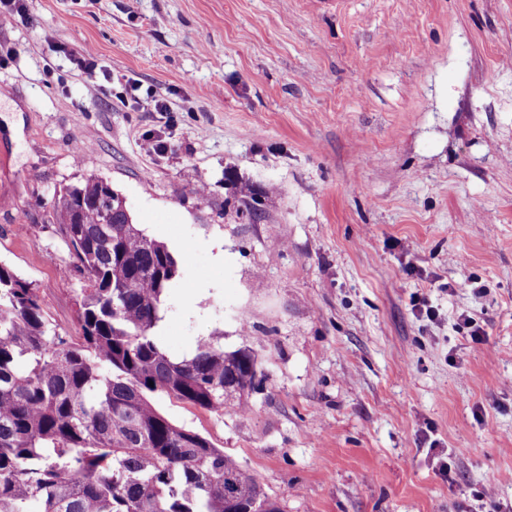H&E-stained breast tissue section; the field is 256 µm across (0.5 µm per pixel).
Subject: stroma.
Segmentation results:
<instances>
[{"instance_id": "1", "label": "stroma", "mask_w": 512, "mask_h": 512, "mask_svg": "<svg viewBox=\"0 0 512 512\" xmlns=\"http://www.w3.org/2000/svg\"><path fill=\"white\" fill-rule=\"evenodd\" d=\"M90 176L191 247L169 355L262 362L247 412L158 410L283 512L512 502V0H26L0 13V264L66 336L50 215Z\"/></svg>"}]
</instances>
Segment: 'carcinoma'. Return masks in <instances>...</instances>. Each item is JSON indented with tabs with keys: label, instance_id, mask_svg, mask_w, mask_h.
I'll use <instances>...</instances> for the list:
<instances>
[{
	"label": "carcinoma",
	"instance_id": "carcinoma-1",
	"mask_svg": "<svg viewBox=\"0 0 512 512\" xmlns=\"http://www.w3.org/2000/svg\"><path fill=\"white\" fill-rule=\"evenodd\" d=\"M109 192L88 177L53 206L68 269L84 282L77 341L0 265V512H283L224 449L150 401L242 411L260 360L214 336L190 358L167 354L153 330L179 262L103 205ZM121 281L130 287H112Z\"/></svg>",
	"mask_w": 512,
	"mask_h": 512
}]
</instances>
